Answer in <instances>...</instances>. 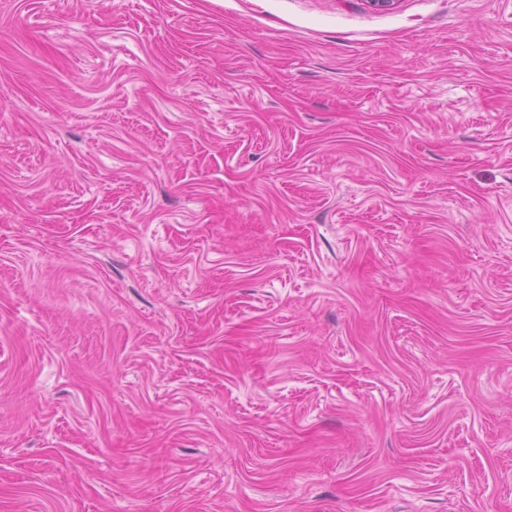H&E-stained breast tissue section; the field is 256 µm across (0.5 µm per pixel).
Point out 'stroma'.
Masks as SVG:
<instances>
[{
    "label": "stroma",
    "instance_id": "obj_1",
    "mask_svg": "<svg viewBox=\"0 0 512 512\" xmlns=\"http://www.w3.org/2000/svg\"><path fill=\"white\" fill-rule=\"evenodd\" d=\"M0 512H512V0H0Z\"/></svg>",
    "mask_w": 512,
    "mask_h": 512
}]
</instances>
